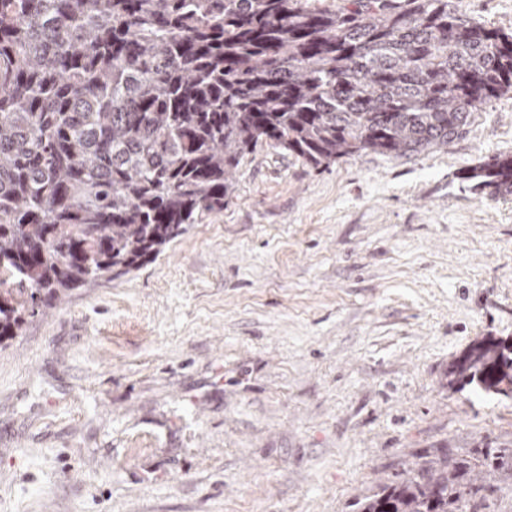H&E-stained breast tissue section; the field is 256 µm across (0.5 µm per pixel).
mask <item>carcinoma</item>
Returning a JSON list of instances; mask_svg holds the SVG:
<instances>
[{
    "label": "carcinoma",
    "instance_id": "1",
    "mask_svg": "<svg viewBox=\"0 0 512 512\" xmlns=\"http://www.w3.org/2000/svg\"><path fill=\"white\" fill-rule=\"evenodd\" d=\"M510 91L512 34L448 0H0V344L224 209L264 141L314 167L409 156ZM461 180L512 194V156ZM448 377L511 397L512 346L484 340ZM472 471L437 455L358 509L462 512L484 490Z\"/></svg>",
    "mask_w": 512,
    "mask_h": 512
}]
</instances>
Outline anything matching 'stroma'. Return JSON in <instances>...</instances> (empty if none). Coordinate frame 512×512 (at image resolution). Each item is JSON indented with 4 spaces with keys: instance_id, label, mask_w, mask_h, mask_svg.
Listing matches in <instances>:
<instances>
[{
    "instance_id": "obj_1",
    "label": "stroma",
    "mask_w": 512,
    "mask_h": 512,
    "mask_svg": "<svg viewBox=\"0 0 512 512\" xmlns=\"http://www.w3.org/2000/svg\"><path fill=\"white\" fill-rule=\"evenodd\" d=\"M512 34V0H452ZM512 92L447 148L314 168L267 143L223 210L0 345V512H357L414 463L512 448V398L448 384L512 343ZM476 512H512V473ZM460 178L480 191L489 189L494 195L512 194V156L495 157L480 167L466 170Z\"/></svg>"
}]
</instances>
